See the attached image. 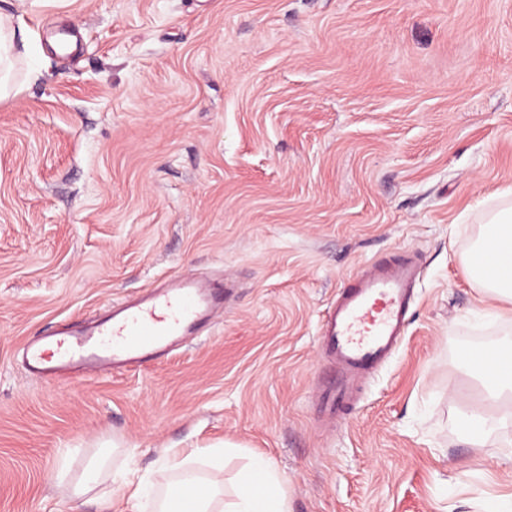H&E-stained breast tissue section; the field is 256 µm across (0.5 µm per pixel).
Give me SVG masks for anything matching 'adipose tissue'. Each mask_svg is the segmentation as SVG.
<instances>
[{
    "instance_id": "obj_1",
    "label": "adipose tissue",
    "mask_w": 512,
    "mask_h": 512,
    "mask_svg": "<svg viewBox=\"0 0 512 512\" xmlns=\"http://www.w3.org/2000/svg\"><path fill=\"white\" fill-rule=\"evenodd\" d=\"M26 13L23 6L11 14L0 12V100L9 98L14 89L12 73L17 46L29 44ZM468 272L483 282L486 294L512 306V203L490 217ZM476 360L481 397L464 407L460 425L469 434L472 445L480 447L486 434L512 426V342L498 346L495 356L480 354ZM223 457L224 452L219 448L202 455L168 451L167 468L171 477L154 495L155 512H179L182 502L172 495L177 488L189 497L192 512H289L281 480L267 461L243 471L234 500L225 501L222 484L216 476ZM202 460L213 468V476L195 475L194 468Z\"/></svg>"
}]
</instances>
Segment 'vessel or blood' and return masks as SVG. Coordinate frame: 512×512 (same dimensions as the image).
Here are the masks:
<instances>
[{
    "label": "vessel or blood",
    "instance_id": "1",
    "mask_svg": "<svg viewBox=\"0 0 512 512\" xmlns=\"http://www.w3.org/2000/svg\"><path fill=\"white\" fill-rule=\"evenodd\" d=\"M419 276L416 261L407 257L365 268L341 288L321 336L325 357L342 376L327 401L330 409H337L355 383L395 351ZM220 302L209 289L177 275L166 287L116 305L93 327L57 330L29 348L28 366L43 378L128 370L186 342Z\"/></svg>",
    "mask_w": 512,
    "mask_h": 512
}]
</instances>
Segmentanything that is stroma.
<instances>
[{"label": "stroma", "mask_w": 512, "mask_h": 512, "mask_svg": "<svg viewBox=\"0 0 512 512\" xmlns=\"http://www.w3.org/2000/svg\"><path fill=\"white\" fill-rule=\"evenodd\" d=\"M0 101V512L69 500L113 448L224 446L225 494L271 461L290 512H491L500 443L458 413L466 353L512 339L464 271L512 190V0H56ZM415 257L405 336L336 415L322 319L360 268ZM178 272L227 287L137 371L44 380L20 351Z\"/></svg>", "instance_id": "35a3bbf8"}]
</instances>
